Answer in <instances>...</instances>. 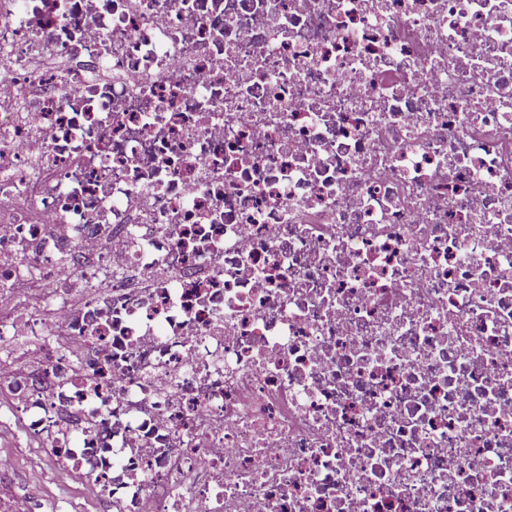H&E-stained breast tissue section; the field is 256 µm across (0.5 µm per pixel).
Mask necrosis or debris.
I'll use <instances>...</instances> for the list:
<instances>
[{
  "label": "necrosis or debris",
  "mask_w": 512,
  "mask_h": 512,
  "mask_svg": "<svg viewBox=\"0 0 512 512\" xmlns=\"http://www.w3.org/2000/svg\"><path fill=\"white\" fill-rule=\"evenodd\" d=\"M3 297L96 512H512V0H0Z\"/></svg>",
  "instance_id": "4bbe7bcc"
}]
</instances>
